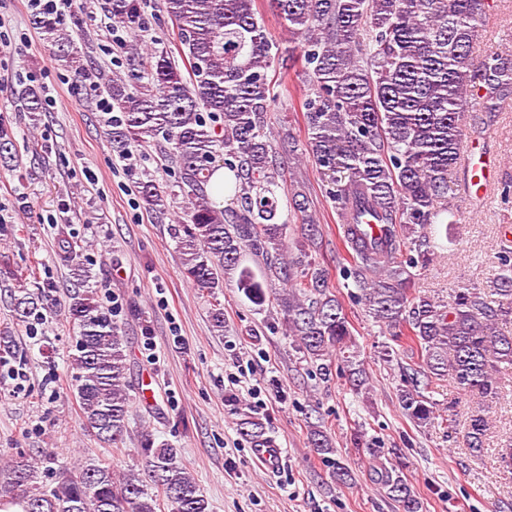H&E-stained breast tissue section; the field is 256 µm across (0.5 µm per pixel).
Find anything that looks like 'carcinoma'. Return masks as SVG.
<instances>
[{
	"mask_svg": "<svg viewBox=\"0 0 512 512\" xmlns=\"http://www.w3.org/2000/svg\"><path fill=\"white\" fill-rule=\"evenodd\" d=\"M149 0H105L111 26L145 27ZM270 7L300 42L310 92L305 99L308 136L297 142L286 126L268 124L274 96L270 72L282 57L268 36L254 0H165L180 38L179 56L129 45L130 60L143 69L133 85L115 75L102 82L117 120L103 116L112 150L122 157L144 144L159 148L179 170L178 188L190 200L187 219L174 230L180 270L211 298L213 331L224 334V277L260 307L271 298L307 368L323 379L333 360L358 397L370 399L365 360L324 265L312 254L322 229L308 215L304 183L286 177L276 144L288 159L314 163L325 196L334 204L353 262L343 270L353 297L387 328L404 327L411 363L402 367L397 400L418 428L458 424V401L438 420L433 386L448 381L467 398L465 442L477 457L490 429L489 402L512 374V245L501 247V274L485 288H457L446 300L417 293L416 272L435 252L427 227L455 223V185L466 137L467 112L491 119L512 97V59L475 55L474 43L489 0H270ZM35 25L57 48L60 60L86 67L58 17L43 12ZM20 111L44 110V94L25 87ZM233 180L224 182L239 208L217 207L206 192L216 158ZM288 194L283 209L282 194ZM147 209L168 211V191L141 182ZM302 236L294 237L295 222ZM58 255L76 277L65 300L37 281L36 267L0 266V276L19 283L10 293L13 321L25 323L59 309L75 330L72 394L83 427L102 444L119 447L129 433L134 385L128 378L127 343L84 287L89 278L83 247L63 235ZM23 353L9 327L0 330V372L13 371ZM240 434L252 444L268 440L263 423L244 414ZM314 452L349 477L334 457L327 432L310 429ZM355 449L369 456L374 481L395 512H421L402 463L390 450L353 433ZM139 468L113 474L112 465L88 459L72 468L58 464L53 448L31 456L16 453L0 466V512H211L210 503L178 451L142 435Z\"/></svg>",
	"mask_w": 512,
	"mask_h": 512,
	"instance_id": "cac0c4a2",
	"label": "carcinoma"
}]
</instances>
